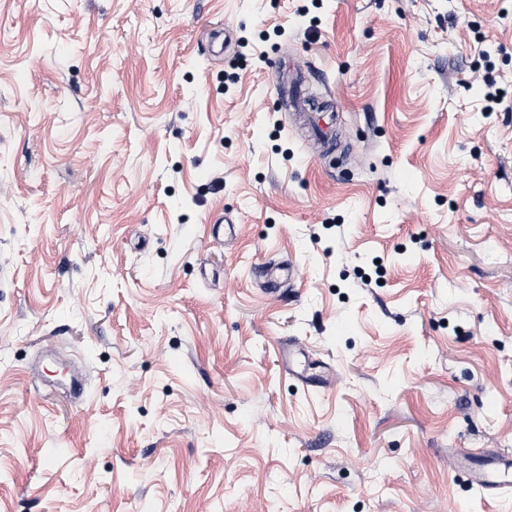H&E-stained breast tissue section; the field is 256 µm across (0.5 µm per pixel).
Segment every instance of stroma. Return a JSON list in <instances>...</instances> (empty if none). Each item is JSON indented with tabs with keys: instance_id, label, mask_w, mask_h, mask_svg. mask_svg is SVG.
<instances>
[{
	"instance_id": "stroma-1",
	"label": "stroma",
	"mask_w": 512,
	"mask_h": 512,
	"mask_svg": "<svg viewBox=\"0 0 512 512\" xmlns=\"http://www.w3.org/2000/svg\"><path fill=\"white\" fill-rule=\"evenodd\" d=\"M489 62L512 0H0V512H512ZM452 466L463 474L469 487L486 497L512 494V453L482 448L478 452L455 451Z\"/></svg>"
}]
</instances>
